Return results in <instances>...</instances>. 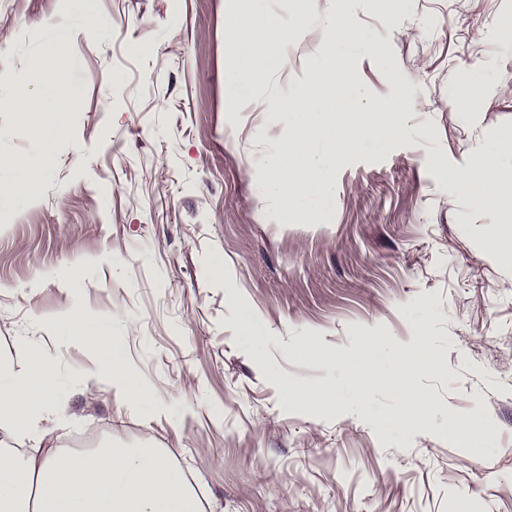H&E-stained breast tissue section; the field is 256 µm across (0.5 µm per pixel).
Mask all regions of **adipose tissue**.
Masks as SVG:
<instances>
[{"instance_id": "obj_1", "label": "adipose tissue", "mask_w": 512, "mask_h": 512, "mask_svg": "<svg viewBox=\"0 0 512 512\" xmlns=\"http://www.w3.org/2000/svg\"><path fill=\"white\" fill-rule=\"evenodd\" d=\"M79 105V93L72 88L58 91L36 114L25 96L6 103L37 139L57 130L62 114ZM40 175L38 160L0 155V195L32 196ZM465 179L477 207L499 205L504 190L512 189V172L489 159L468 168ZM58 328L60 348L78 345L96 354V382L112 388L126 407L138 409L157 397V390L130 373L119 337L73 309L64 312ZM358 359L371 380L400 385L402 395L412 401L420 397L413 376L435 366L434 359L422 352H405L404 372L397 379L373 350L359 352ZM54 390L52 370L41 358L29 357L20 367L0 356V429L42 442L45 433L39 424L49 412ZM0 512H204V507L181 469L159 449L68 453L37 447L24 459L0 450Z\"/></svg>"}]
</instances>
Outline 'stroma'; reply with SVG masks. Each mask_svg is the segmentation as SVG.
<instances>
[{
  "mask_svg": "<svg viewBox=\"0 0 512 512\" xmlns=\"http://www.w3.org/2000/svg\"><path fill=\"white\" fill-rule=\"evenodd\" d=\"M230 6L0 0V100L81 95L41 139L0 110V153L42 164L31 198L0 196V353L51 364L48 444L162 449L205 512H512V263L497 250L512 196L474 207L462 177L487 157L512 168V30L497 25L512 0H267L289 24L355 20L352 78L406 103L393 131L325 170L333 192L310 224L269 193L265 161L326 35L297 33L287 70L242 93ZM60 37L71 56L52 86ZM473 69L481 82L460 83ZM70 305L122 338L157 400L133 411L91 387L95 354L58 347ZM414 336L440 365L414 376L425 402L407 427L399 391L363 385L342 357L371 345L395 374ZM464 415L486 435L453 434Z\"/></svg>",
  "mask_w": 512,
  "mask_h": 512,
  "instance_id": "35a3bbf8",
  "label": "stroma"
}]
</instances>
